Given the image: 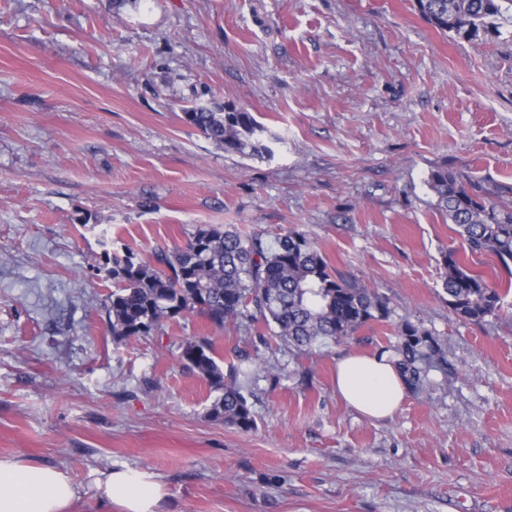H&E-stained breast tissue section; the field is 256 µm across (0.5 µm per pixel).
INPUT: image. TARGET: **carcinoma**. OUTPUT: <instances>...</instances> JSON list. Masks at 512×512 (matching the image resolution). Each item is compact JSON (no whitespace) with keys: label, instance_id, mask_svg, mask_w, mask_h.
Here are the masks:
<instances>
[{"label":"carcinoma","instance_id":"cac0c4a2","mask_svg":"<svg viewBox=\"0 0 512 512\" xmlns=\"http://www.w3.org/2000/svg\"><path fill=\"white\" fill-rule=\"evenodd\" d=\"M422 16L437 30L469 38L496 27L502 16L499 0H416ZM186 120L226 151L262 156L270 148L258 137L255 117L230 109L215 112L190 108ZM428 186L437 206L458 228L467 254H493L512 275V204L490 200L474 184H465L446 168L431 172ZM106 275L113 290L105 311L116 342H127L163 328L185 315H196L215 328L243 324L255 329L253 354L242 353L225 366L211 341L188 339L178 360L216 393L209 413L243 432L256 421L241 379L268 374L263 352L278 349L295 359L309 355L320 341H340L365 325L385 323L388 300L366 284L333 270L307 234L289 230L269 241L264 234H241L234 226L203 224L187 242L142 257L131 247L108 257ZM442 289L455 315L483 322L502 309L498 289L473 273L466 254H442ZM392 363L406 389L418 396L430 375L454 370L433 332L409 320L398 326Z\"/></svg>","mask_w":512,"mask_h":512}]
</instances>
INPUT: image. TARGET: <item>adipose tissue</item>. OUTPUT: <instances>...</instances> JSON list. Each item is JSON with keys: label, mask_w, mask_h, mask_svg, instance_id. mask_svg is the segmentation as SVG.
I'll use <instances>...</instances> for the list:
<instances>
[{"label": "adipose tissue", "mask_w": 512, "mask_h": 512, "mask_svg": "<svg viewBox=\"0 0 512 512\" xmlns=\"http://www.w3.org/2000/svg\"><path fill=\"white\" fill-rule=\"evenodd\" d=\"M336 393L363 415L381 420L400 407L406 389L387 355L354 352L337 364ZM99 489L121 512H158L166 495L147 473L126 469L104 472ZM77 496L63 470L0 458V512H70Z\"/></svg>", "instance_id": "adipose-tissue-1"}]
</instances>
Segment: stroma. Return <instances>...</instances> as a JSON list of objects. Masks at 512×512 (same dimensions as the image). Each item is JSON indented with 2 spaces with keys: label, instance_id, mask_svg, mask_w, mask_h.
Here are the masks:
<instances>
[{
  "label": "stroma",
  "instance_id": "35a3bbf8",
  "mask_svg": "<svg viewBox=\"0 0 512 512\" xmlns=\"http://www.w3.org/2000/svg\"><path fill=\"white\" fill-rule=\"evenodd\" d=\"M498 29L436 30L416 0H0V457L67 472L72 512H121L102 472L152 475L162 512H512V278L499 318L449 309L461 248L427 185L438 167L512 202V0ZM189 106L236 108L272 156L219 148ZM203 224L315 240L393 311L251 383L256 427L212 420L177 355L248 333L189 315L117 344L107 252L184 245ZM454 375L369 420L336 361L402 320Z\"/></svg>",
  "mask_w": 512,
  "mask_h": 512
}]
</instances>
